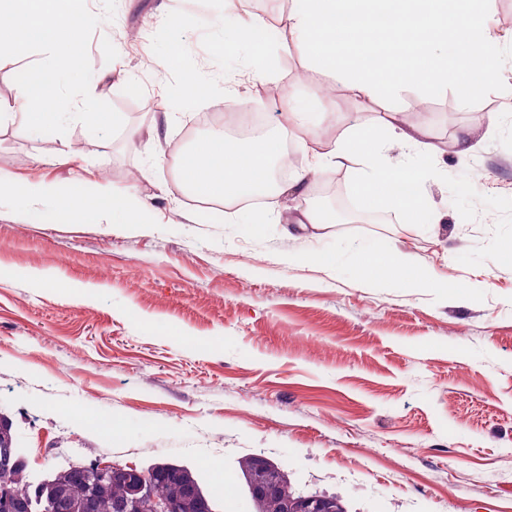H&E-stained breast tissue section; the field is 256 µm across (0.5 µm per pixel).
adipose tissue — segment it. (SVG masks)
I'll use <instances>...</instances> for the list:
<instances>
[{"instance_id": "1", "label": "adipose tissue", "mask_w": 512, "mask_h": 512, "mask_svg": "<svg viewBox=\"0 0 512 512\" xmlns=\"http://www.w3.org/2000/svg\"><path fill=\"white\" fill-rule=\"evenodd\" d=\"M493 5L494 0H300L288 15V29L304 56L343 80L358 101L392 106L401 89L448 87L467 103L499 74L502 38L486 22ZM213 41L225 52L246 48L250 76L263 77L269 30L262 19L244 22L231 38L215 28ZM289 120L290 127L272 134L237 140L220 132L197 141L181 165V186L203 198L224 200L265 191L290 128L315 124L316 115L294 108ZM421 135L419 127L396 120L358 124L320 163L359 164L361 175L352 190L361 208L399 210L414 222L426 206L420 189L424 173L410 161L391 163L389 151L417 147L435 153ZM350 256L364 279L448 290L422 265L407 262L397 246L380 251L362 240L351 246Z\"/></svg>"}]
</instances>
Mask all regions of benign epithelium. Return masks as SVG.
Listing matches in <instances>:
<instances>
[{
    "mask_svg": "<svg viewBox=\"0 0 512 512\" xmlns=\"http://www.w3.org/2000/svg\"><path fill=\"white\" fill-rule=\"evenodd\" d=\"M76 470H92L100 482L108 484L120 479L125 482L126 495L122 504L124 512H182L186 504L204 498L205 493L198 483L182 485L181 495L174 498H158L154 495L151 483L146 481L144 474L151 471H162L166 474H177L182 466L171 463H156L145 470L121 465H103L97 461L74 466ZM245 485L251 499L255 502L264 501L273 495L271 485H258L252 481L249 471H243ZM328 496L319 492H303L290 503V512H326Z\"/></svg>",
    "mask_w": 512,
    "mask_h": 512,
    "instance_id": "7a95c632",
    "label": "benign epithelium"
}]
</instances>
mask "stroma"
Instances as JSON below:
<instances>
[{"instance_id": "obj_1", "label": "stroma", "mask_w": 512, "mask_h": 512, "mask_svg": "<svg viewBox=\"0 0 512 512\" xmlns=\"http://www.w3.org/2000/svg\"><path fill=\"white\" fill-rule=\"evenodd\" d=\"M251 2L240 17L275 33L269 73L229 93L241 59L212 45L213 28H236L221 0H116L88 46L90 93L124 120L108 139L77 122L27 131L14 78L33 58L0 62V172L95 195L103 214L0 202V412L29 482L95 460L168 461L195 473L216 512H252L239 462L262 455L348 512H512V266L490 264L512 241V0L488 19L505 40L499 83L469 103L449 89L400 94V113H418L437 147L391 154L426 169L422 222L382 210L326 232L296 219L320 186L350 190L355 166L314 162L354 122L391 112L281 41L292 0ZM176 41L179 65H162ZM189 75L230 110L265 92L270 133L283 100L318 113L288 142L304 192L209 208L180 187L194 141L229 128L186 135L204 110L181 93ZM463 134L477 144L465 155ZM130 192L139 225L108 223ZM360 240L396 243L454 295L360 282L344 252ZM311 252L338 255L337 268L305 261Z\"/></svg>"}]
</instances>
